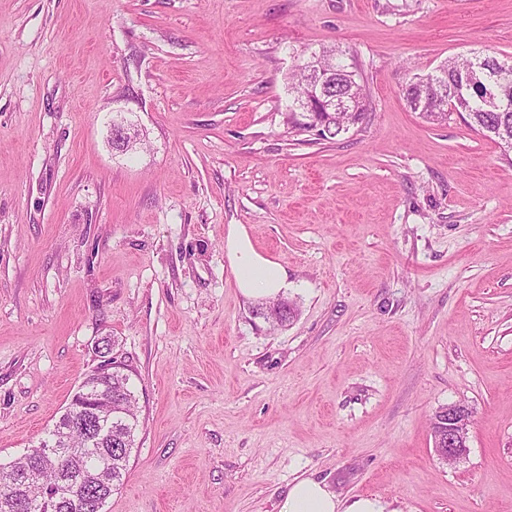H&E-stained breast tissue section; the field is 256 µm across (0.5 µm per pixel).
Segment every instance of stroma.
I'll return each instance as SVG.
<instances>
[{
  "mask_svg": "<svg viewBox=\"0 0 512 512\" xmlns=\"http://www.w3.org/2000/svg\"><path fill=\"white\" fill-rule=\"evenodd\" d=\"M324 46L368 101L326 140L292 112ZM473 51L512 60V0H0V460L106 342L140 411L106 512H278L305 477L512 512V152L402 95ZM231 224L286 268L290 323L238 289ZM451 403L472 423L448 464ZM445 413L447 433L437 434L433 447L439 459L455 461L463 456L461 449L468 443L471 412L465 405L450 404Z\"/></svg>",
  "mask_w": 512,
  "mask_h": 512,
  "instance_id": "35a3bbf8",
  "label": "stroma"
}]
</instances>
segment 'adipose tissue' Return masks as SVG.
I'll use <instances>...</instances> for the list:
<instances>
[{"instance_id":"ef3b65f1","label":"adipose tissue","mask_w":512,"mask_h":512,"mask_svg":"<svg viewBox=\"0 0 512 512\" xmlns=\"http://www.w3.org/2000/svg\"><path fill=\"white\" fill-rule=\"evenodd\" d=\"M224 243L236 285L244 296L274 298L287 288L286 269L255 246L243 225H229ZM278 512H386V508L369 497L344 502L325 484L303 478L291 485Z\"/></svg>"}]
</instances>
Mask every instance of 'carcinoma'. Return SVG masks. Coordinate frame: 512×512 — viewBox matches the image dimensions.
Returning a JSON list of instances; mask_svg holds the SVG:
<instances>
[{
  "instance_id": "obj_1",
  "label": "carcinoma",
  "mask_w": 512,
  "mask_h": 512,
  "mask_svg": "<svg viewBox=\"0 0 512 512\" xmlns=\"http://www.w3.org/2000/svg\"><path fill=\"white\" fill-rule=\"evenodd\" d=\"M447 74L445 96L448 111L464 112L468 126L484 136L503 144L512 141V61H501L490 55L451 57L441 64ZM430 74H416L403 91L412 111L431 121L443 120L438 111L437 98L426 78ZM299 92L296 102L307 100L312 94H322L337 100L348 98L350 103L367 99L365 87L353 67L336 56V50L323 47L310 52L298 66ZM362 117L358 111L339 109L336 105L315 106L314 122L302 123L308 131L314 129L321 139H332L344 128L357 123ZM261 314L281 326L296 315L294 305L286 299H278L260 308ZM106 396L112 397V444L100 441L93 449L71 457L55 466L41 458L19 457L13 460L11 470L0 464V502L12 500L19 508L13 512H83L73 501L54 500L51 505L26 509L30 502L46 497L48 487L55 481L69 483L82 481L86 495L93 499L99 494L112 495L123 484L128 473L131 446L139 425L136 398L127 374H116L101 380ZM83 411L73 408L61 414L53 425L56 431L68 433L70 447H87L88 431L74 423Z\"/></svg>"
}]
</instances>
